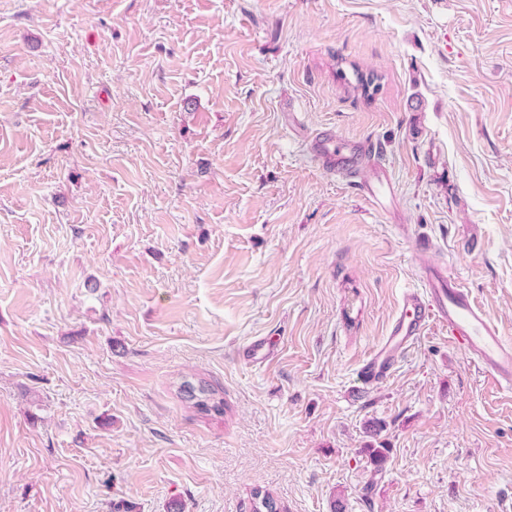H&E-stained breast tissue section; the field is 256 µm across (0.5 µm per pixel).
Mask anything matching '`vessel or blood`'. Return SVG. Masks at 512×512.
<instances>
[{
  "label": "vessel or blood",
  "instance_id": "obj_1",
  "mask_svg": "<svg viewBox=\"0 0 512 512\" xmlns=\"http://www.w3.org/2000/svg\"><path fill=\"white\" fill-rule=\"evenodd\" d=\"M369 144L318 139L313 152L323 167L354 173L356 160L368 154ZM448 333V341L460 349L469 362L491 375L503 388L512 389V340L507 339L485 309L452 276L431 272L422 290L407 291L392 320L387 336L361 363L363 383L387 379L399 358L424 334L430 323Z\"/></svg>",
  "mask_w": 512,
  "mask_h": 512
}]
</instances>
